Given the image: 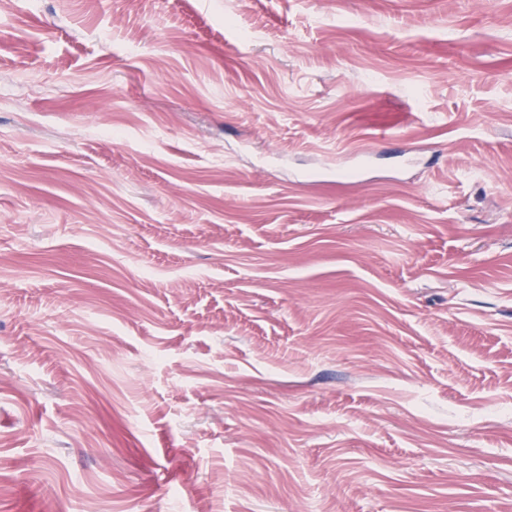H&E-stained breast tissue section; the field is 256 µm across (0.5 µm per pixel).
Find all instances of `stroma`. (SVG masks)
Listing matches in <instances>:
<instances>
[{"mask_svg":"<svg viewBox=\"0 0 512 512\" xmlns=\"http://www.w3.org/2000/svg\"><path fill=\"white\" fill-rule=\"evenodd\" d=\"M0 512H512V0H0Z\"/></svg>","mask_w":512,"mask_h":512,"instance_id":"stroma-1","label":"stroma"}]
</instances>
